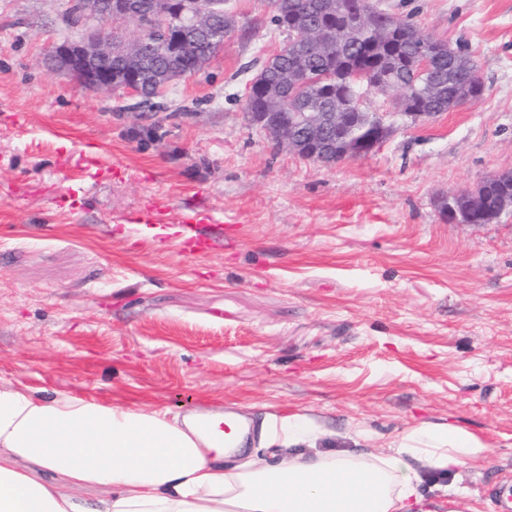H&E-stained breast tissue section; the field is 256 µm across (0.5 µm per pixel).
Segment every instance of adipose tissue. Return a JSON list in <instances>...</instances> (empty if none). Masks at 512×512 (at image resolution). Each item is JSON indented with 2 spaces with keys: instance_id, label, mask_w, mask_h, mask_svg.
Segmentation results:
<instances>
[{
  "instance_id": "adipose-tissue-1",
  "label": "adipose tissue",
  "mask_w": 512,
  "mask_h": 512,
  "mask_svg": "<svg viewBox=\"0 0 512 512\" xmlns=\"http://www.w3.org/2000/svg\"><path fill=\"white\" fill-rule=\"evenodd\" d=\"M207 420L204 433L191 415L0 388V512H436L423 472L450 473L486 451L424 424L379 453L311 454L300 448L311 423L287 415L255 429L282 453L264 464L239 432L224 434L223 414ZM92 486L101 496H84Z\"/></svg>"
}]
</instances>
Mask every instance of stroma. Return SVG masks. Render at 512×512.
Returning a JSON list of instances; mask_svg holds the SVG:
<instances>
[{"mask_svg":"<svg viewBox=\"0 0 512 512\" xmlns=\"http://www.w3.org/2000/svg\"><path fill=\"white\" fill-rule=\"evenodd\" d=\"M468 47L481 95L426 125L393 115L369 156L324 166L243 117L285 41L269 0L150 108L51 69L94 28L73 0H0V384L134 409L303 414L316 453L378 451L421 424L487 449L424 482L442 512L512 488V212L448 221L441 200L512 169V0H378ZM170 202L163 241L123 219ZM236 216L183 253L184 215Z\"/></svg>","mask_w":512,"mask_h":512,"instance_id":"1","label":"stroma"}]
</instances>
